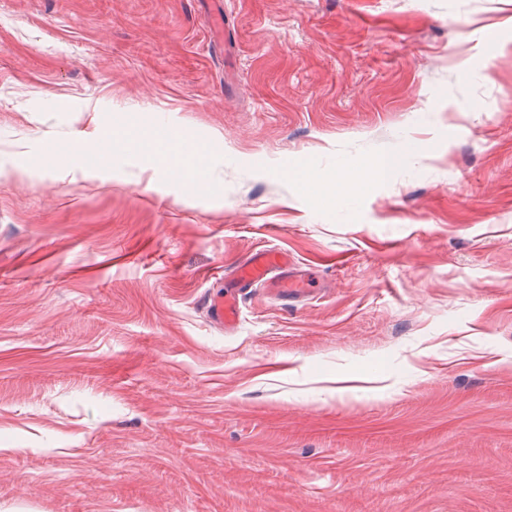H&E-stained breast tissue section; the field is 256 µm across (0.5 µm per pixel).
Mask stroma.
Wrapping results in <instances>:
<instances>
[{"mask_svg": "<svg viewBox=\"0 0 512 512\" xmlns=\"http://www.w3.org/2000/svg\"><path fill=\"white\" fill-rule=\"evenodd\" d=\"M510 18L0 0V512H512ZM172 127L209 185L160 163ZM386 154L332 202L298 180ZM268 247L310 295L211 323ZM104 141L112 144V133L109 136L96 134L90 141H86L84 137L80 138L72 151L65 156L60 157L59 162L71 166H79L81 164L82 154L86 149L93 148L97 150ZM401 162L397 156H382L371 166V175L378 180H391L400 177Z\"/></svg>", "mask_w": 512, "mask_h": 512, "instance_id": "1", "label": "stroma"}]
</instances>
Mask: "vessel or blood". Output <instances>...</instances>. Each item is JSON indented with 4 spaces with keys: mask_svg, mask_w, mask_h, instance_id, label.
Masks as SVG:
<instances>
[{
    "mask_svg": "<svg viewBox=\"0 0 512 512\" xmlns=\"http://www.w3.org/2000/svg\"><path fill=\"white\" fill-rule=\"evenodd\" d=\"M260 285L271 289L283 301L300 297L309 277L294 257L281 250H261L240 260L224 276L223 289L213 293L207 306L213 321L233 329L240 317L239 296L245 287Z\"/></svg>",
    "mask_w": 512,
    "mask_h": 512,
    "instance_id": "vessel-or-blood-1",
    "label": "vessel or blood"
}]
</instances>
